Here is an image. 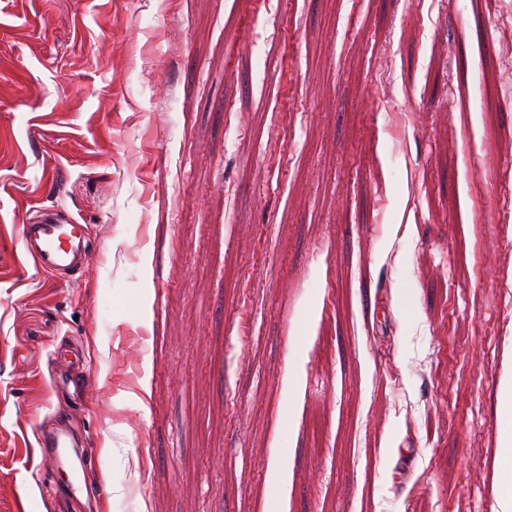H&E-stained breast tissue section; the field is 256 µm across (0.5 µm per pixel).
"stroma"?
<instances>
[{
  "label": "stroma",
  "mask_w": 512,
  "mask_h": 512,
  "mask_svg": "<svg viewBox=\"0 0 512 512\" xmlns=\"http://www.w3.org/2000/svg\"><path fill=\"white\" fill-rule=\"evenodd\" d=\"M499 2L0 0V512H506ZM22 256L39 271L62 274L87 262L86 226L58 218L56 213H43L33 224H23ZM37 443L39 448H44L45 450H50L55 453L76 476H78L80 472H84L86 461L89 454H91V450L84 448L80 452L74 451L72 453L68 448H74V443L65 432L57 431L41 434L38 437Z\"/></svg>",
  "instance_id": "obj_1"
}]
</instances>
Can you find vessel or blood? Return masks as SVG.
<instances>
[{
	"label": "vessel or blood",
	"mask_w": 512,
	"mask_h": 512,
	"mask_svg": "<svg viewBox=\"0 0 512 512\" xmlns=\"http://www.w3.org/2000/svg\"><path fill=\"white\" fill-rule=\"evenodd\" d=\"M22 256L47 274H60L75 265L85 263L88 255L86 227L58 218L57 214H42L39 221L26 224L21 233ZM39 447L55 453L73 473L83 472L88 451H72V441L62 431L39 435Z\"/></svg>",
	"instance_id": "vessel-or-blood-1"
}]
</instances>
